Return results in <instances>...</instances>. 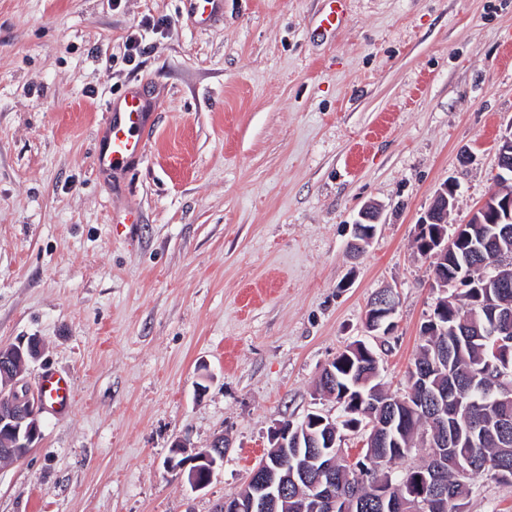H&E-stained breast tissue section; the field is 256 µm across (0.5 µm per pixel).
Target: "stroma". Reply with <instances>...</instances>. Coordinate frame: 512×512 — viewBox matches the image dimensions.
Returning a JSON list of instances; mask_svg holds the SVG:
<instances>
[{"label": "stroma", "instance_id": "35a3bbf8", "mask_svg": "<svg viewBox=\"0 0 512 512\" xmlns=\"http://www.w3.org/2000/svg\"><path fill=\"white\" fill-rule=\"evenodd\" d=\"M224 0L197 28L182 0H0V346L39 337L23 373L73 385L42 439L0 463V512H213L268 450L271 428L341 404L322 370L371 341L391 395L445 293L418 255L417 222L444 183L449 227L494 190L512 124V0ZM167 21L128 62L142 16ZM162 111L111 221L95 130L125 89ZM382 205L360 258V208ZM399 299L391 334L365 324ZM224 435L211 484L172 471L176 438ZM466 512H512L475 476ZM398 306L397 296L393 289H383L379 291L371 304L366 315V328L370 332H378L387 323L383 334H389L393 329L392 316Z\"/></svg>", "mask_w": 512, "mask_h": 512}]
</instances>
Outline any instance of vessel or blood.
<instances>
[{
  "label": "vessel or blood",
  "instance_id": "b4317fda",
  "mask_svg": "<svg viewBox=\"0 0 512 512\" xmlns=\"http://www.w3.org/2000/svg\"><path fill=\"white\" fill-rule=\"evenodd\" d=\"M156 109V104L133 88L126 92L118 108L106 114L94 153V167L102 180L108 182L115 174L127 173L133 161L145 158L149 115ZM38 395L54 413L66 414L72 408L71 381L57 372L48 371L41 376Z\"/></svg>",
  "mask_w": 512,
  "mask_h": 512
}]
</instances>
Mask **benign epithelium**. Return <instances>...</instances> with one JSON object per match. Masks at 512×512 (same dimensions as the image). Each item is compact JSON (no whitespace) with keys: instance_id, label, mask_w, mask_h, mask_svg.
I'll return each instance as SVG.
<instances>
[{"instance_id":"obj_1","label":"benign epithelium","mask_w":512,"mask_h":512,"mask_svg":"<svg viewBox=\"0 0 512 512\" xmlns=\"http://www.w3.org/2000/svg\"><path fill=\"white\" fill-rule=\"evenodd\" d=\"M498 181L512 177V127L500 138L498 148ZM456 189L444 184L438 191L431 208L418 222L417 238L426 243V257L438 259L448 253V230L446 219L448 209L455 204ZM381 218L376 205L363 207L353 224L352 247L360 252L372 240ZM512 222V194L492 191L485 202L469 220L471 224H492L500 229L502 236L512 235V227L504 221ZM476 265L466 262L457 268L453 285L467 288L475 282H482L484 288H498L503 283L512 282V261L507 259L497 263L495 274L489 278L475 277ZM398 306L396 293L391 289L379 291L366 315V328L370 332L384 330L390 333L391 322ZM486 313L492 328L500 334H512V306L503 301H490ZM42 352V342L34 337L28 343L0 347V459H22L39 444L42 432L40 415L42 403L33 395L21 379L25 366L37 360ZM430 374L419 370L413 374V389L410 395L418 405L444 401L436 413L437 428L431 434L423 435L425 446L430 448L428 465L424 473L399 491L391 482L382 478L370 482L373 496L381 503L383 512H403L406 498L414 500L421 512H445L457 501L442 477L443 449L453 447L462 438L458 424L463 405V391L444 392L440 395L428 388ZM397 419L395 407H384L378 416L371 418L369 427L372 433L387 436ZM317 424L328 425L325 432L326 444L317 441L304 451L300 448V431L296 423L282 421L270 431L269 444L272 451L285 457L289 464L278 472L271 469L267 461H261L253 470L241 491L234 497L220 501L213 512H278L280 502L288 495L289 484H306L305 499L308 512H339L341 503L350 494L336 491V459L340 449L336 448V425L317 418ZM192 447L190 439L178 438L173 444V454L183 455V459L171 463L173 470L187 473L191 487L200 491L208 487L213 479L215 467L224 459V435L215 436L205 448Z\"/></svg>"}]
</instances>
